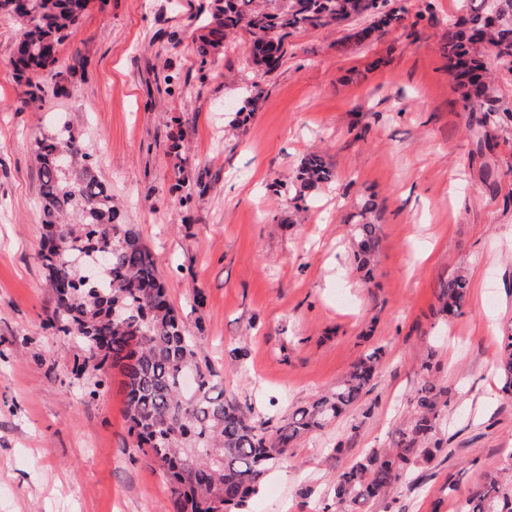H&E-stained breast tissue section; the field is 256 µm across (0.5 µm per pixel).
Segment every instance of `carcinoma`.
Listing matches in <instances>:
<instances>
[{
  "mask_svg": "<svg viewBox=\"0 0 512 512\" xmlns=\"http://www.w3.org/2000/svg\"><path fill=\"white\" fill-rule=\"evenodd\" d=\"M0 0V14L20 26L14 68L28 94L43 92L38 73L57 61L56 53L72 36L91 0ZM390 0H212L194 38L200 68L218 64L225 41L238 35L249 41L248 61L269 70L284 57L285 41L298 31L337 28L361 18L371 23L351 28L336 42L346 52L375 31L402 24L404 9ZM500 21L490 18V0H462L461 15L448 26L444 54L463 108L482 126L491 114L511 113L491 96L485 58L512 63V0H497ZM180 201L192 198L181 155V136L171 138ZM40 165L39 204L42 224L37 258L52 288L53 320L75 337L105 377L117 369L124 377L128 432L137 447L165 470L171 495L165 512H242L260 491L269 471L301 437L324 429L346 411L361 406L370 392L384 351L375 347L359 356L335 387L297 408L275 425L254 418L251 408L224 396V386L209 363L201 360L199 342L190 335L168 300L154 255L132 224L120 220L111 190L100 181L95 164L68 127L59 136L35 144ZM323 157L311 152L298 168L295 199L329 182ZM375 206H362L349 225L354 260L369 269L381 242L380 227L368 221ZM468 281L457 274L440 281L435 315L443 320L461 313ZM433 353L418 366L420 381L410 398L412 410L393 431L388 446L372 448L332 479L334 512H368L386 499L411 473L444 451L439 437L454 397L434 377ZM195 369L196 389L187 394L182 374ZM498 375L501 391L512 394V327L502 331ZM195 449L194 466L186 449ZM458 512H512V457L486 474L460 502Z\"/></svg>",
  "mask_w": 512,
  "mask_h": 512,
  "instance_id": "cac0c4a2",
  "label": "carcinoma"
}]
</instances>
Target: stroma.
<instances>
[{
  "label": "stroma",
  "mask_w": 512,
  "mask_h": 512,
  "mask_svg": "<svg viewBox=\"0 0 512 512\" xmlns=\"http://www.w3.org/2000/svg\"><path fill=\"white\" fill-rule=\"evenodd\" d=\"M394 2L402 27L349 52L341 30L301 31L276 69L257 71L241 36L203 73L193 36L210 0H94L40 100L15 77L19 27L0 16V512H163L170 496L128 433L120 375L99 382L82 345L48 324L34 141L65 126L154 254L225 396L276 423L384 349L360 431L347 416L294 443L247 512L330 502L336 471L388 444L430 348L455 392L447 449L370 512H453L512 457L497 370L512 323V119L473 126L454 89L442 36L459 0ZM175 134L197 182L185 207ZM313 151L332 180L295 199ZM368 199L382 236L370 281L348 234ZM458 274L463 312L435 320L438 285Z\"/></svg>",
  "instance_id": "35a3bbf8"
}]
</instances>
